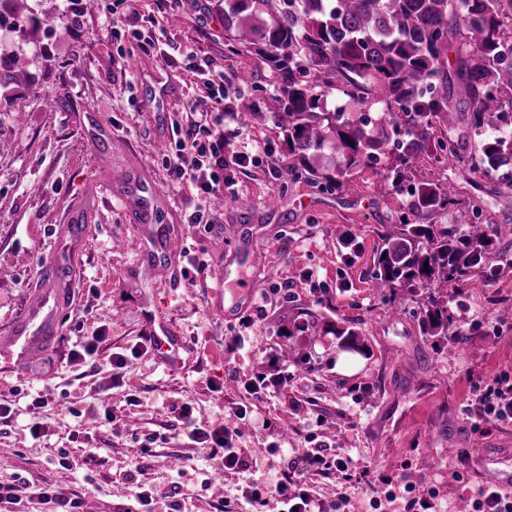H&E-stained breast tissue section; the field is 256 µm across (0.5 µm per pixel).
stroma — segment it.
Returning <instances> with one entry per match:
<instances>
[{
  "mask_svg": "<svg viewBox=\"0 0 512 512\" xmlns=\"http://www.w3.org/2000/svg\"><path fill=\"white\" fill-rule=\"evenodd\" d=\"M24 18H7L0 63L14 82L0 106V397L50 389L54 405L41 410L45 431L32 438L25 411L0 419V485L27 480L36 489L53 483L85 494L97 512H140L137 484L153 491L150 512H220L222 501L241 496L252 482H272L307 437L348 455L371 471L392 476L398 493L387 512H405L404 485L432 486L447 512H471V498L490 478L512 475V422L473 428L463 409L470 379L512 371V319L498 320L495 300L512 299V277L493 285L476 282L463 295L448 294V311L467 314L468 338L456 355L423 335L426 292L386 296L373 286L374 250L383 225L401 205L381 176L354 174L348 191H323L305 179L268 178L264 167L232 173L224 197V221L207 231L184 222L193 199L170 186L154 141L169 136L168 117L188 110L186 95L167 102L159 117L141 98L154 75L189 87L192 78L144 51L132 37L113 38L109 15L130 9L155 16L170 44L188 46L214 59L237 96L260 122L245 127L225 118L238 145L268 144L272 160L286 158L273 117L283 102L267 65L238 81L237 64L224 47V15L216 0H27ZM137 58L138 69L121 70L119 55ZM66 99L50 109L46 97ZM107 158H100V148ZM459 196L447 218L466 224L473 206L505 226L512 223V197L498 184L450 171ZM148 184L154 189L155 221L138 223L122 199ZM278 199L277 209L267 205ZM81 225L77 247L63 257L77 279L71 306L59 317L56 340L26 363H18L5 339L22 320L37 292L70 287L46 280L60 225ZM358 236L355 256L345 258L336 230ZM166 230L171 248L160 260L140 247ZM253 238L263 256L248 267L237 245ZM124 241L121 249L113 241ZM193 248L202 271L181 259ZM225 271L227 318L210 309L214 273ZM169 321L185 337L177 353H142L113 381L115 348L144 336V312ZM349 320L362 334L361 352L349 355L333 332ZM107 339L95 359L76 363L70 350L98 326ZM293 373L288 389L270 388L242 424V445L261 454L257 465L232 476H213L214 449L180 437L173 409L191 402L201 425L246 403L244 383ZM109 408L114 418L76 435L77 413ZM67 450L73 470L48 460ZM149 468L135 469L140 457ZM93 474L86 483L85 474ZM314 499L347 498L346 512H376L384 487L341 486L335 474L309 479Z\"/></svg>",
  "mask_w": 512,
  "mask_h": 512,
  "instance_id": "stroma-1",
  "label": "stroma"
}]
</instances>
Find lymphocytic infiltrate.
<instances>
[{"mask_svg":"<svg viewBox=\"0 0 512 512\" xmlns=\"http://www.w3.org/2000/svg\"><path fill=\"white\" fill-rule=\"evenodd\" d=\"M114 37L130 35L144 50L159 52L167 64L178 66L195 79L193 88L198 98L192 99L186 122L171 120L170 138L162 157L175 187L193 192L194 205L186 221L213 228L222 223L224 216L213 206L228 188L232 168L247 166L266 167L271 177L281 175V165H265L271 155L270 147L247 150L236 147L224 131V112L233 94L231 84L223 73L217 72L214 62L199 55L194 49H180L162 42L156 31L141 29L116 19L112 22ZM472 399L464 412L475 424L512 422V374L502 372L492 380L476 377L471 381ZM248 410L239 406L231 411V421L217 420L211 427L196 426L190 404L176 408V419L186 431V439L206 443L220 449L222 455L218 469L233 473L249 464V457L240 446V420L246 419ZM333 471L350 481L356 477L370 478L369 469H358L354 460L328 452L325 445H317L292 459L287 469L281 470L275 483L253 484L247 487L244 500L257 512L269 497H279L285 512H316L318 507L304 487L307 476L313 472Z\"/></svg>","mask_w":512,"mask_h":512,"instance_id":"1","label":"lymphocytic infiltrate"}]
</instances>
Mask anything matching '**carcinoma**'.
Returning <instances> with one entry per match:
<instances>
[{"mask_svg": "<svg viewBox=\"0 0 512 512\" xmlns=\"http://www.w3.org/2000/svg\"><path fill=\"white\" fill-rule=\"evenodd\" d=\"M224 39L240 78L261 62L274 74L289 174L343 193L357 170L385 162L404 204L380 235L374 288L463 292L499 279L501 227L438 223L458 187L435 167L484 177L507 167L500 187L512 192V13L502 0H224ZM333 94L364 113L329 109ZM422 324L463 344L434 298Z\"/></svg>", "mask_w": 512, "mask_h": 512, "instance_id": "obj_1", "label": "carcinoma"}]
</instances>
